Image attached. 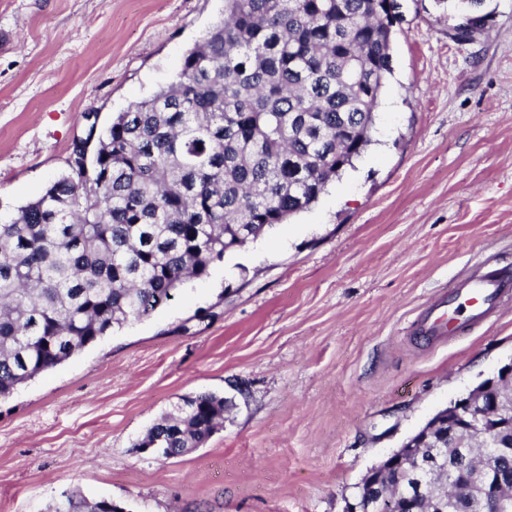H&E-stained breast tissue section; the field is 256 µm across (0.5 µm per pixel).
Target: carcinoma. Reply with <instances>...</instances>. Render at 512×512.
<instances>
[{
  "label": "carcinoma",
  "instance_id": "obj_1",
  "mask_svg": "<svg viewBox=\"0 0 512 512\" xmlns=\"http://www.w3.org/2000/svg\"><path fill=\"white\" fill-rule=\"evenodd\" d=\"M483 0H437L484 28ZM397 0H224L178 78L73 141L66 172L0 219V401L150 317L190 278L311 207L371 142L392 72ZM224 424V397H187L137 444L174 457ZM440 425L429 446L454 456ZM80 494L54 512H110Z\"/></svg>",
  "mask_w": 512,
  "mask_h": 512
}]
</instances>
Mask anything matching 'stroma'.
<instances>
[{"label": "stroma", "mask_w": 512, "mask_h": 512, "mask_svg": "<svg viewBox=\"0 0 512 512\" xmlns=\"http://www.w3.org/2000/svg\"><path fill=\"white\" fill-rule=\"evenodd\" d=\"M372 143L318 201L192 278L150 318L0 402V512L73 493L124 512H344L367 472L512 361V304L431 340L453 281L512 270V0L465 44L399 0ZM224 0H0V216L66 170L85 115L150 96ZM229 401L203 446L137 443L182 397Z\"/></svg>", "instance_id": "obj_1"}]
</instances>
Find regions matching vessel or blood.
I'll return each instance as SVG.
<instances>
[{
  "instance_id": "b4317fda",
  "label": "vessel or blood",
  "mask_w": 512,
  "mask_h": 512,
  "mask_svg": "<svg viewBox=\"0 0 512 512\" xmlns=\"http://www.w3.org/2000/svg\"><path fill=\"white\" fill-rule=\"evenodd\" d=\"M512 299V278L496 270L466 279L425 312L420 330L428 337L477 326Z\"/></svg>"
}]
</instances>
